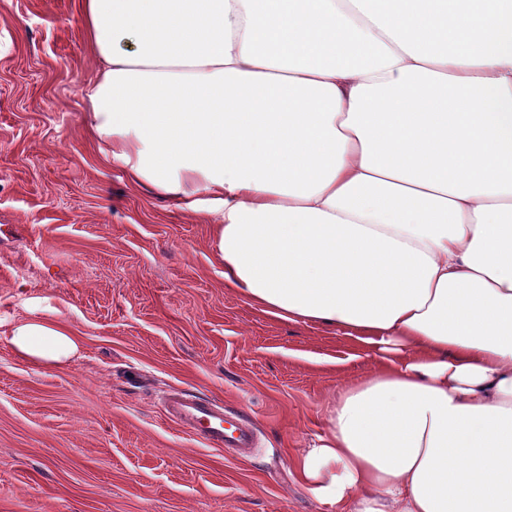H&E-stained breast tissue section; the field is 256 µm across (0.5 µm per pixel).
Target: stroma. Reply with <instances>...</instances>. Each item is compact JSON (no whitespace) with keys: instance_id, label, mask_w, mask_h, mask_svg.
Segmentation results:
<instances>
[{"instance_id":"1","label":"stroma","mask_w":512,"mask_h":512,"mask_svg":"<svg viewBox=\"0 0 512 512\" xmlns=\"http://www.w3.org/2000/svg\"><path fill=\"white\" fill-rule=\"evenodd\" d=\"M98 77L81 0H0V512H336L297 462L369 359L237 294L212 225L104 160L82 98ZM30 317L77 356L17 357ZM174 389L247 412L254 456L172 423Z\"/></svg>"}]
</instances>
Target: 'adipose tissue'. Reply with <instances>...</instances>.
I'll return each instance as SVG.
<instances>
[{
	"label": "adipose tissue",
	"mask_w": 512,
	"mask_h": 512,
	"mask_svg": "<svg viewBox=\"0 0 512 512\" xmlns=\"http://www.w3.org/2000/svg\"><path fill=\"white\" fill-rule=\"evenodd\" d=\"M106 161L224 280L370 358L299 460L336 512H512V0H83ZM21 357L76 340L33 317Z\"/></svg>",
	"instance_id": "ef3b65f1"
}]
</instances>
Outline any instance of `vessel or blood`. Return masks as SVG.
I'll list each match as a JSON object with an SVG mask.
<instances>
[{
	"mask_svg": "<svg viewBox=\"0 0 512 512\" xmlns=\"http://www.w3.org/2000/svg\"><path fill=\"white\" fill-rule=\"evenodd\" d=\"M167 417L180 428L201 437L207 444L229 448L238 457L249 456L257 435L252 422L241 413H231L215 401L175 392L165 401Z\"/></svg>",
	"mask_w": 512,
	"mask_h": 512,
	"instance_id": "b4317fda",
	"label": "vessel or blood"
}]
</instances>
